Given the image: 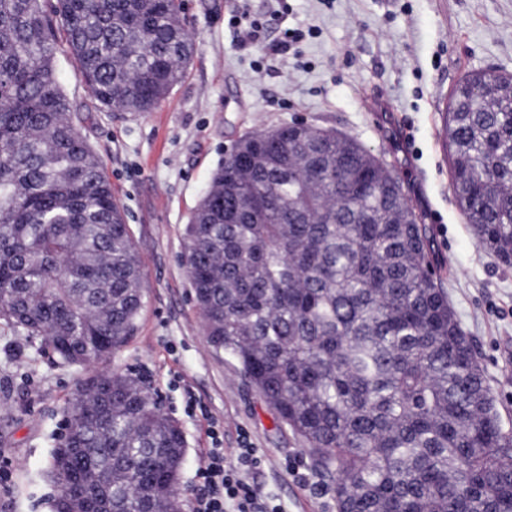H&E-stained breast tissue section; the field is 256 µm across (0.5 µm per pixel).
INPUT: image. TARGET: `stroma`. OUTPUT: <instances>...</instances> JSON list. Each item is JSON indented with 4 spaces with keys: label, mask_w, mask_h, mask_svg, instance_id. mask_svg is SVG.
I'll return each instance as SVG.
<instances>
[{
    "label": "stroma",
    "mask_w": 512,
    "mask_h": 512,
    "mask_svg": "<svg viewBox=\"0 0 512 512\" xmlns=\"http://www.w3.org/2000/svg\"><path fill=\"white\" fill-rule=\"evenodd\" d=\"M269 36L316 29L297 59L242 44L233 11ZM195 41L180 82L151 112L103 109L58 49V81L82 135L128 215L143 264L144 308L134 339L96 368L62 366L37 338L0 323V512H53L50 463L68 408L93 371L129 373L182 428V512H191L205 445L194 396L224 424V445L264 455L254 480L284 512H336L300 440L208 347L182 263V231L214 169L251 131L292 121L349 136L402 181L432 232L439 277L473 339L505 426L512 428V266L481 250L451 187L445 147L449 96L470 72L512 74V0H184ZM308 476L300 483L297 473Z\"/></svg>",
    "instance_id": "obj_1"
}]
</instances>
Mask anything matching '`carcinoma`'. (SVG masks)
<instances>
[{"mask_svg":"<svg viewBox=\"0 0 512 512\" xmlns=\"http://www.w3.org/2000/svg\"><path fill=\"white\" fill-rule=\"evenodd\" d=\"M183 0H0V321L66 366L132 339L141 259L72 115L46 8L106 108L150 112L190 63ZM512 75L452 93V188L477 245L512 266ZM206 341L295 434L336 512H512V429L432 269L401 182L353 139L303 122L249 132L185 224ZM52 456L53 508L149 493L181 512L178 423L137 379L89 376Z\"/></svg>","mask_w":512,"mask_h":512,"instance_id":"obj_1","label":"carcinoma"}]
</instances>
